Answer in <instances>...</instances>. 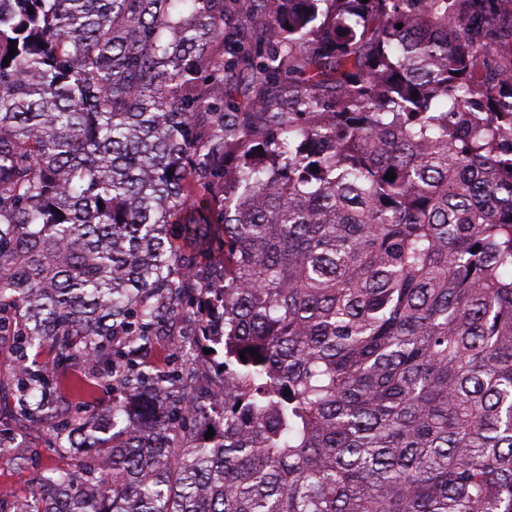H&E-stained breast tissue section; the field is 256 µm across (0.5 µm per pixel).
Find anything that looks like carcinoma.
Listing matches in <instances>:
<instances>
[{"mask_svg": "<svg viewBox=\"0 0 512 512\" xmlns=\"http://www.w3.org/2000/svg\"><path fill=\"white\" fill-rule=\"evenodd\" d=\"M276 2L0 0V512H512V0ZM26 448H16L13 456L0 457V497L10 492L21 493L27 490L35 470L20 469L16 466V458L25 453Z\"/></svg>", "mask_w": 512, "mask_h": 512, "instance_id": "obj_1", "label": "carcinoma"}]
</instances>
